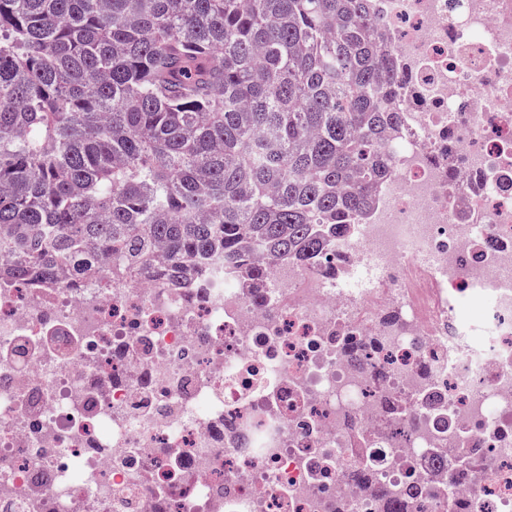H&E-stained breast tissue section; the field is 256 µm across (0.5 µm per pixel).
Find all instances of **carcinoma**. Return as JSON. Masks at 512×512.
Returning <instances> with one entry per match:
<instances>
[{
    "label": "carcinoma",
    "instance_id": "1",
    "mask_svg": "<svg viewBox=\"0 0 512 512\" xmlns=\"http://www.w3.org/2000/svg\"><path fill=\"white\" fill-rule=\"evenodd\" d=\"M399 87L372 0H0V277L262 288L370 215Z\"/></svg>",
    "mask_w": 512,
    "mask_h": 512
}]
</instances>
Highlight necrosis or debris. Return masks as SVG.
<instances>
[{
  "label": "necrosis or debris",
  "mask_w": 512,
  "mask_h": 512,
  "mask_svg": "<svg viewBox=\"0 0 512 512\" xmlns=\"http://www.w3.org/2000/svg\"><path fill=\"white\" fill-rule=\"evenodd\" d=\"M376 15L404 130L320 263L0 278V512H512V0Z\"/></svg>",
  "instance_id": "4bbe7bcc"
}]
</instances>
